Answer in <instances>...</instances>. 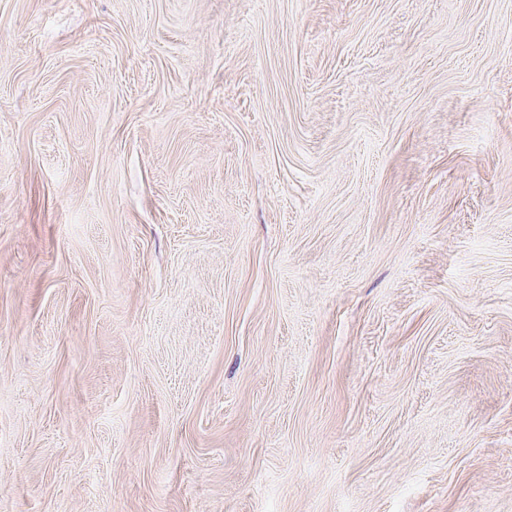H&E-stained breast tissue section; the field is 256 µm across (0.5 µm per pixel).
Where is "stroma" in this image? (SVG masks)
I'll return each mask as SVG.
<instances>
[{"label": "stroma", "instance_id": "obj_1", "mask_svg": "<svg viewBox=\"0 0 512 512\" xmlns=\"http://www.w3.org/2000/svg\"><path fill=\"white\" fill-rule=\"evenodd\" d=\"M0 512H512V0H0Z\"/></svg>", "mask_w": 512, "mask_h": 512}]
</instances>
